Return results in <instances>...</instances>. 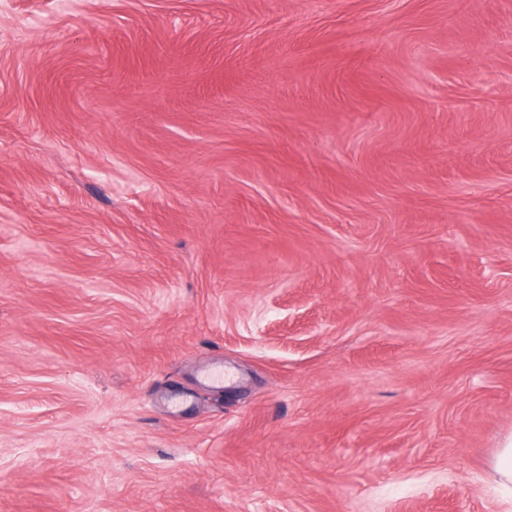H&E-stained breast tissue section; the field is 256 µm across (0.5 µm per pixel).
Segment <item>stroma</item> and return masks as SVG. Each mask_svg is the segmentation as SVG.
<instances>
[{"instance_id":"35a3bbf8","label":"stroma","mask_w":512,"mask_h":512,"mask_svg":"<svg viewBox=\"0 0 512 512\" xmlns=\"http://www.w3.org/2000/svg\"><path fill=\"white\" fill-rule=\"evenodd\" d=\"M512 0H0V512H506Z\"/></svg>"}]
</instances>
